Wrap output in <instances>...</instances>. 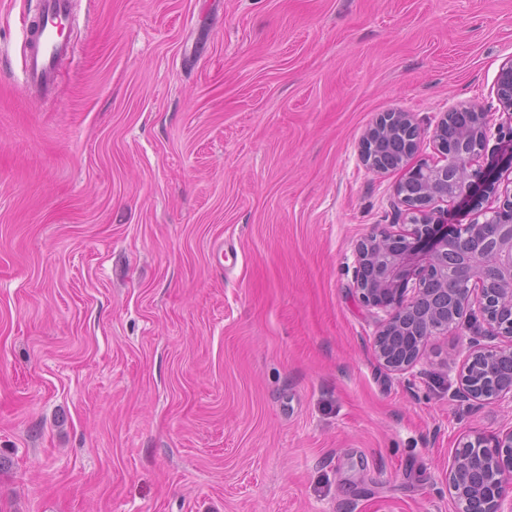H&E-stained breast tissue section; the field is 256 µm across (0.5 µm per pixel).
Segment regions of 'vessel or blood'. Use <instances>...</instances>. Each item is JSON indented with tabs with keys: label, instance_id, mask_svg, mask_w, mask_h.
<instances>
[{
	"label": "vessel or blood",
	"instance_id": "obj_1",
	"mask_svg": "<svg viewBox=\"0 0 512 512\" xmlns=\"http://www.w3.org/2000/svg\"><path fill=\"white\" fill-rule=\"evenodd\" d=\"M71 0H41L35 20L23 24V84L33 90L54 78L60 61L71 48L62 29L70 15Z\"/></svg>",
	"mask_w": 512,
	"mask_h": 512
}]
</instances>
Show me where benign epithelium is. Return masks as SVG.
Segmentation results:
<instances>
[{
    "label": "benign epithelium",
    "mask_w": 512,
    "mask_h": 512,
    "mask_svg": "<svg viewBox=\"0 0 512 512\" xmlns=\"http://www.w3.org/2000/svg\"><path fill=\"white\" fill-rule=\"evenodd\" d=\"M495 86L512 119V59L500 67ZM489 130L484 106L459 103L433 129L440 159L411 166L421 147L414 114H381L362 136L360 160L378 174L407 168L396 196L409 227L377 228L355 248L359 299L384 314L373 353L396 374L412 370L431 337L458 326L477 307L482 329L448 386L479 405L512 401V385L500 380L503 366H512V189L481 223L452 225L444 205H477L498 191L496 180L472 169ZM396 134L403 136V147L391 167L376 147ZM448 488L455 512H512V426L493 437L476 434L459 442L448 467Z\"/></svg>",
    "instance_id": "obj_1"
}]
</instances>
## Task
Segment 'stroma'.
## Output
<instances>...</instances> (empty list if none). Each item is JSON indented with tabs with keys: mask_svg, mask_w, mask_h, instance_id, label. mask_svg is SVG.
<instances>
[{
	"mask_svg": "<svg viewBox=\"0 0 512 512\" xmlns=\"http://www.w3.org/2000/svg\"><path fill=\"white\" fill-rule=\"evenodd\" d=\"M0 0V512H454L458 442L512 402L448 396L474 328L408 373L374 357L355 245L431 134L476 101L512 180V0H74L47 96ZM495 86L497 100L503 110L512 118V59L500 67ZM403 136L401 157L395 166H389L390 159H385L377 153L376 147L392 136ZM421 147V134L415 116L411 112H385L381 114L370 127H368L359 147L360 160L369 170L383 174L390 170L407 167L412 157Z\"/></svg>",
	"mask_w": 512,
	"mask_h": 512,
	"instance_id": "obj_1",
	"label": "stroma"
}]
</instances>
